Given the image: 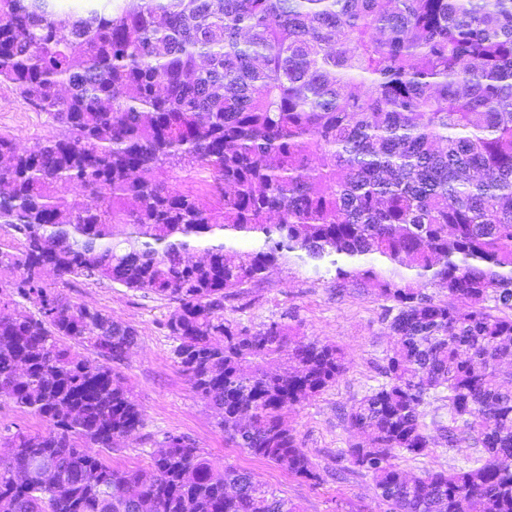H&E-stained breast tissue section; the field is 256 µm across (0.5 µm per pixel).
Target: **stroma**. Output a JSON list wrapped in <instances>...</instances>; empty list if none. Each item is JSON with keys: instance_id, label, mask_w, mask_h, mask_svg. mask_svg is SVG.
Here are the masks:
<instances>
[{"instance_id": "35a3bbf8", "label": "stroma", "mask_w": 512, "mask_h": 512, "mask_svg": "<svg viewBox=\"0 0 512 512\" xmlns=\"http://www.w3.org/2000/svg\"><path fill=\"white\" fill-rule=\"evenodd\" d=\"M0 133L15 137L20 147L32 148L55 135L46 114L27 107L6 85H0ZM64 296L77 305L96 307L138 332V343L115 372L121 385L140 405L144 424L136 433L107 451L113 465L144 467L165 433L194 439L215 461L254 473L264 486L276 490L295 504L298 512H385L373 477L357 472L346 454L360 436L342 420L354 403L380 379V367L392 347L383 313L386 300L371 288L337 290L332 273L286 265L274 270L263 284L250 290L244 309L228 308L227 317L256 327L292 314L305 336L339 347L346 370L323 394L292 408L286 422L302 448L312 458L318 480L288 475L275 464L253 459L229 445L216 427L206 400L192 386L171 354L173 343L165 323L176 309L175 302L150 293L103 283L78 281L64 289ZM441 402L425 408V423L432 438L427 454L401 455V468L414 474L450 465L468 466L477 449L452 448L433 424L443 415Z\"/></svg>"}]
</instances>
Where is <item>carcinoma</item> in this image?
I'll use <instances>...</instances> for the list:
<instances>
[{"mask_svg":"<svg viewBox=\"0 0 512 512\" xmlns=\"http://www.w3.org/2000/svg\"><path fill=\"white\" fill-rule=\"evenodd\" d=\"M83 2L0 0V84L57 130L0 134V399L48 425L0 439L7 512H296L186 435L139 469L89 453L143 426L112 369L138 332L59 292L178 303L173 358L225 439L315 480L285 413L342 351L225 315L292 258L393 302L384 381L345 414L386 512H512V0ZM432 399L479 455L411 476Z\"/></svg>","mask_w":512,"mask_h":512,"instance_id":"carcinoma-1","label":"carcinoma"}]
</instances>
